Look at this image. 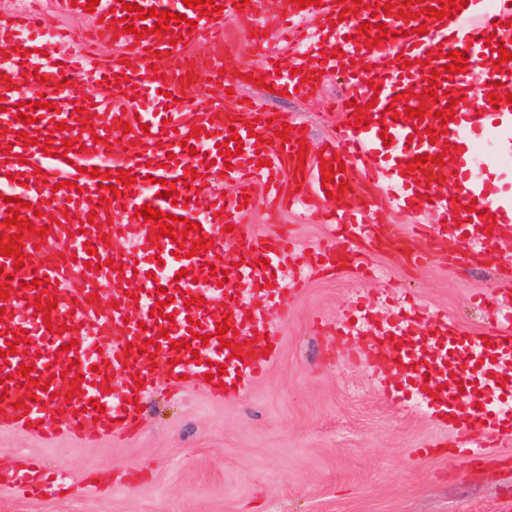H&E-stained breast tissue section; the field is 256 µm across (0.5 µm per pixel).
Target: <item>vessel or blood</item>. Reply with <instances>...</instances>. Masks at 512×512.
I'll list each match as a JSON object with an SVG mask.
<instances>
[{
  "mask_svg": "<svg viewBox=\"0 0 512 512\" xmlns=\"http://www.w3.org/2000/svg\"><path fill=\"white\" fill-rule=\"evenodd\" d=\"M144 9L169 10L184 15L185 23L173 27L177 42L162 40L154 33V17L136 20V28H147L144 36L119 32L126 2ZM220 12L202 16L183 0H99L91 15L92 24L76 33L60 30L58 37L77 42L76 51L47 53L42 40L20 38V31L36 25L27 10L18 11L12 21L0 23V67L23 74L24 90L0 85V124L9 123L26 132V139L13 140L11 151L0 154V186H10V196L26 201L20 218H33L45 201H52L56 219L48 235L20 233L7 225L9 198L0 197V235L22 234L23 268H14L13 257L0 256V283L12 285L9 300L0 299V373L7 379V391L0 401V415L16 429L27 430L45 444L64 436L75 443L86 439L87 426L99 437L131 436L141 429L136 399L146 398L156 386V368H164L169 388L180 394L186 380H209L214 397L238 394L261 379L276 357L281 344L278 330L254 317L245 295H262L288 311V296L271 287V280L290 279L299 285L312 271L359 270L370 251L382 252L400 240V233L382 235L377 225L368 223L365 210L382 206V199L369 190L380 179L389 180L397 190L395 200L410 215L428 213L433 223L418 226L409 249L401 259L421 264L430 256V246L440 236L454 233L467 238L472 249L468 263L494 261L501 274L511 276L512 265L501 256V239L512 224V197H504L494 180L480 183L471 179L472 160L481 145L494 139L504 126L512 127V114L498 112L489 100L491 82L512 85V73L499 71L498 52L487 39L495 37L512 49V0H468L453 20L429 17L439 9V0H321L320 5L300 8L294 0H248L236 8L234 0H216ZM319 17L324 34L330 35L343 55L320 56L318 61L296 60L294 67L282 64V53L267 39L268 34L292 31L295 41H306L303 22ZM383 23L387 35L373 44L359 35L362 22ZM232 20L248 27L256 45L261 46L264 64L255 73L261 83L275 91L308 92L313 88L312 71L331 72L340 62L357 61L348 74L349 96L358 103L343 115L336 143L323 155L307 154L298 162L299 131L280 138V124L269 123L266 107L257 101L233 112L213 114L198 111L187 97L185 76L218 74L224 66L222 55L201 58L188 53L189 45L224 42V23ZM426 34H417V27ZM116 41L123 63L103 67L96 63L92 47L100 41ZM465 52L466 69L456 74L444 72L451 51ZM164 67H157V59ZM122 77L113 99L92 104L89 120L76 128V115L69 101L82 99L86 85L104 84L111 76ZM452 87V96H438L424 104L430 80ZM135 87L141 108L138 113L122 111L117 100L128 87ZM53 102V109L40 108L39 100ZM456 100L454 118L448 123L436 119V111ZM399 112V119L386 117L387 107ZM425 107L422 122L405 117V108ZM26 121H18V113ZM365 116L369 126L356 125ZM69 132L59 131V124ZM130 132H123V125ZM203 135H193L195 127ZM436 136H429V129ZM392 135L384 143V135ZM240 137L241 154L225 156L218 145L230 136ZM123 138L125 151L107 154L106 144ZM71 150H64L63 140ZM460 148L453 166L438 163L448 144ZM206 145L203 154H191L193 146ZM430 155L429 163L408 169L416 156ZM340 160L334 184L323 188L321 162ZM23 176H16V167ZM131 170V184L117 183L118 196L111 205H101L103 193L91 169ZM195 178H186V170ZM224 174L231 194L215 193L208 181L210 171ZM267 182L273 191L289 185V203L321 209L325 223L334 225L336 241L331 248L308 254L298 239L283 234L256 237L237 224L240 206L245 203L250 179ZM454 184L463 205L452 212L440 193ZM174 187L176 199L163 198L164 186ZM350 199L363 196L362 207H329V193ZM150 206L166 214L199 223L200 232H191L183 244L169 237H155L150 225L137 217L136 210ZM498 213L500 221L485 223L483 211ZM96 213V224L79 226L78 220ZM111 223L113 237L128 241L129 249L119 255L116 268H109L110 248L102 240L103 223ZM233 233H226V225ZM239 242L240 266L228 274H211L217 252L223 251L226 236ZM213 239L208 250L193 252L199 238ZM96 255H89V248ZM267 259L260 267L258 259ZM164 267L162 282H154L150 271ZM209 271V294L197 301L193 283L199 271ZM140 283L132 293L127 283ZM166 288L172 300L158 307L157 288ZM109 291L117 309L108 317L97 314L96 296ZM56 300L51 313L37 310L35 298ZM221 308L223 317L213 316ZM424 307L415 300L397 316L385 322L373 336L363 363L371 371H382L380 389L393 402L421 398L431 417L454 430V453L470 464L484 461L497 440L512 434V313L489 334L461 329L444 315H434L428 328L415 324ZM230 331L216 338L220 320ZM66 325L61 334L50 333L49 324ZM25 333L30 343L15 354L5 351L7 336ZM237 341L236 349L221 348V340ZM186 341L184 349H174L176 341ZM32 369L21 375L20 366ZM124 384V398L112 399L101 392L106 377ZM79 379L71 388V379ZM23 484L34 495L45 491H68L66 481L44 472L31 457H23L17 467L0 473V485Z\"/></svg>",
  "mask_w": 512,
  "mask_h": 512,
  "instance_id": "vessel-or-blood-1",
  "label": "vessel or blood"
}]
</instances>
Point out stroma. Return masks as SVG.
Returning a JSON list of instances; mask_svg holds the SVG:
<instances>
[{"label":"stroma","instance_id":"obj_1","mask_svg":"<svg viewBox=\"0 0 512 512\" xmlns=\"http://www.w3.org/2000/svg\"><path fill=\"white\" fill-rule=\"evenodd\" d=\"M251 36L224 25L223 80H200L201 107L232 111L244 101L302 120L314 147L333 141L345 110L346 86L327 74L307 95L265 97L239 65H259ZM241 224L256 236L293 227L310 251L330 246L333 232L311 212L286 211L261 186ZM462 241L435 243L428 262L410 266L399 254L373 253L369 273L318 275L292 300L287 321L263 297L252 307L277 325L283 344L267 375L244 394L213 399L200 381L178 397L165 389L141 407L137 434L77 447H47L0 423V469L22 455L40 458L70 480L67 497L0 487V512H512V438L498 457L470 466L448 452L453 434L412 403L388 401L375 374L349 360L363 341L336 329L364 300L376 322L404 306L406 294L487 331L499 313L481 306L476 290H512L491 266L458 275L449 256L468 253ZM437 444L429 457L419 448Z\"/></svg>","mask_w":512,"mask_h":512}]
</instances>
